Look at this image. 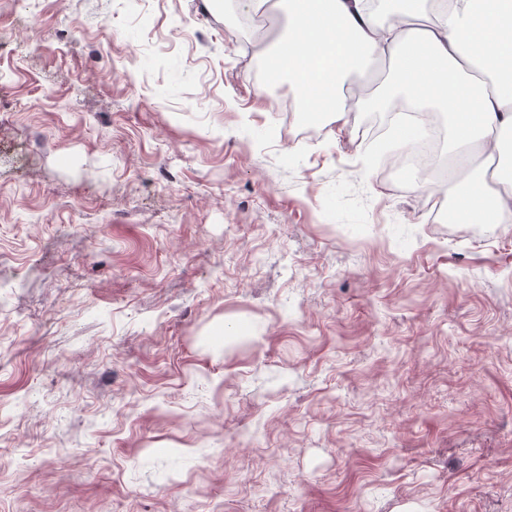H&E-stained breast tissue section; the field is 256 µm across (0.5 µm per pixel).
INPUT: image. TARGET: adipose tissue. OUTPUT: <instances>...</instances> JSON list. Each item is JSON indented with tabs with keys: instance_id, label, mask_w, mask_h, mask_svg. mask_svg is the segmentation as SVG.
<instances>
[{
	"instance_id": "adipose-tissue-1",
	"label": "adipose tissue",
	"mask_w": 512,
	"mask_h": 512,
	"mask_svg": "<svg viewBox=\"0 0 512 512\" xmlns=\"http://www.w3.org/2000/svg\"><path fill=\"white\" fill-rule=\"evenodd\" d=\"M288 32L276 48L257 44L255 54L272 75L292 87L299 111L349 122L339 91L364 74L377 57L395 62L393 89L417 105L447 113L448 149L479 148L488 159L512 139V0H434L437 21L423 25L421 0L389 23L376 19L374 0H279ZM477 64L482 78L464 74ZM512 179V167L487 174L470 170L453 185L476 222L503 223L512 214V194L490 196L489 177Z\"/></svg>"
}]
</instances>
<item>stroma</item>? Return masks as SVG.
<instances>
[{
    "instance_id": "obj_1",
    "label": "stroma",
    "mask_w": 512,
    "mask_h": 512,
    "mask_svg": "<svg viewBox=\"0 0 512 512\" xmlns=\"http://www.w3.org/2000/svg\"><path fill=\"white\" fill-rule=\"evenodd\" d=\"M259 8L0 0V512H512V221ZM444 127L441 122L433 125L430 138L412 144L409 150V161L419 165L421 170H430L436 163V152L443 140ZM406 150V151H407ZM487 170H470L449 188L462 197L471 210L470 216L477 223L502 224L512 212V194H499L491 197L487 192ZM489 206V208H488ZM489 209L491 220L484 219V212Z\"/></svg>"
}]
</instances>
